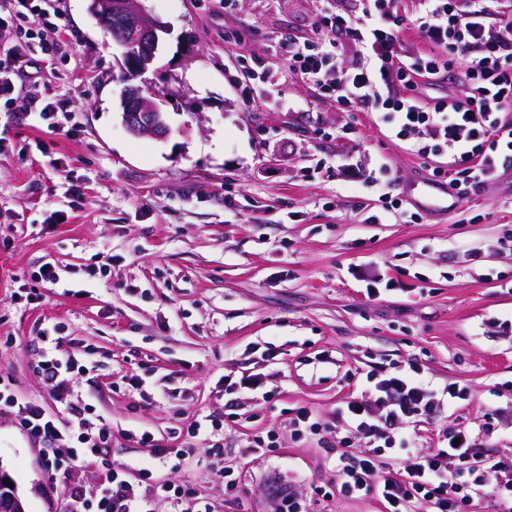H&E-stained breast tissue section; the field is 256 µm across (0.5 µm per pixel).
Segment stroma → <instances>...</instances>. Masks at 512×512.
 <instances>
[{
	"instance_id": "stroma-1",
	"label": "stroma",
	"mask_w": 512,
	"mask_h": 512,
	"mask_svg": "<svg viewBox=\"0 0 512 512\" xmlns=\"http://www.w3.org/2000/svg\"><path fill=\"white\" fill-rule=\"evenodd\" d=\"M138 2L169 27L148 73L166 96L168 138L124 129L118 50L88 0H65L71 46L43 88L66 95L78 130L0 107V377L48 399L39 332L63 324L92 367L69 399L111 423L113 463L147 467L155 446L168 448L156 478L190 488L214 512H270L283 488L306 512H387L375 497L340 493L319 436L288 424L305 407L345 432L334 410L361 391L358 372L370 366L417 365L437 386L468 387L457 409L408 427L415 447L489 419L481 452L512 455V332L503 329L512 294L501 287L512 251L497 247L512 234V169L456 211L424 209L407 187L450 154L419 158L370 113L339 111L287 72L284 39L310 35L320 0H239L230 14L219 0ZM253 64L265 83L249 84ZM348 126L356 135L340 137ZM339 155L388 167L400 210L370 223L381 203L366 183L325 167ZM71 183L83 195L64 197ZM59 209L66 223L51 222ZM47 262L60 269L57 285L33 278ZM374 274L400 289L368 297ZM249 373L276 389L272 401L225 398V378ZM226 408L231 489L208 458L184 454L177 433ZM145 431L154 445L141 442ZM259 431L273 435L274 452L250 449ZM0 470L27 512H66L73 483L91 489L102 477L90 459L68 473L48 469L8 408Z\"/></svg>"
}]
</instances>
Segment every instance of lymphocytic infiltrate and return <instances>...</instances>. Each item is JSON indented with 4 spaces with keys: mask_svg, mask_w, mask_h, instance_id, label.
Wrapping results in <instances>:
<instances>
[{
    "mask_svg": "<svg viewBox=\"0 0 512 512\" xmlns=\"http://www.w3.org/2000/svg\"><path fill=\"white\" fill-rule=\"evenodd\" d=\"M64 0H0V27L16 38L0 41V103L42 121L55 123L65 112L63 100L44 99L42 70L66 56L70 38L57 23ZM402 23L396 0H351L348 8L327 7L313 38L288 46V71L318 89L321 97L345 112H367L390 136L427 159L451 148L448 168L436 167L434 178L445 181L457 198L493 182L512 167V18L497 15L493 0H421L409 23L426 42L425 51L407 55L402 47ZM357 59L340 64L346 48ZM462 64L460 93L424 97V87L444 82L454 64ZM52 347L40 362L52 381V396L64 403L63 416L48 412L44 403L23 396L0 379V406L17 411V423L30 437L51 448L46 464L68 471L85 456H93L104 478L94 490L74 485L71 512H155L165 500L171 512H212L208 502L189 489L152 480L141 469L143 490L129 480L131 467L113 463L109 448L112 426L90 418L85 407L69 403L71 381L87 368L74 353H61V325H54ZM466 386L457 382L434 388L429 381L401 369L366 372L359 395L341 401L336 417L350 435L366 441L352 450L348 437L338 442L335 466L341 491L349 496H377L387 512H415L417 502L430 512H468L472 495L495 498L498 512H512V456L477 455L476 438L467 431L445 435L436 446L411 447L406 429L419 418L431 419L442 409L466 400ZM186 437L201 439L203 451L221 456L224 417L211 413L184 424ZM398 449L401 466L379 460L375 445Z\"/></svg>",
    "mask_w": 512,
    "mask_h": 512,
    "instance_id": "obj_1",
    "label": "lymphocytic infiltrate"
}]
</instances>
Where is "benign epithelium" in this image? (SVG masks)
<instances>
[{
  "label": "benign epithelium",
  "instance_id": "obj_1",
  "mask_svg": "<svg viewBox=\"0 0 512 512\" xmlns=\"http://www.w3.org/2000/svg\"><path fill=\"white\" fill-rule=\"evenodd\" d=\"M99 19L112 28L120 50V68L126 86L121 96V122L133 136L164 138L169 126L161 110L163 95L146 77L167 27L134 0H95Z\"/></svg>",
  "mask_w": 512,
  "mask_h": 512
}]
</instances>
